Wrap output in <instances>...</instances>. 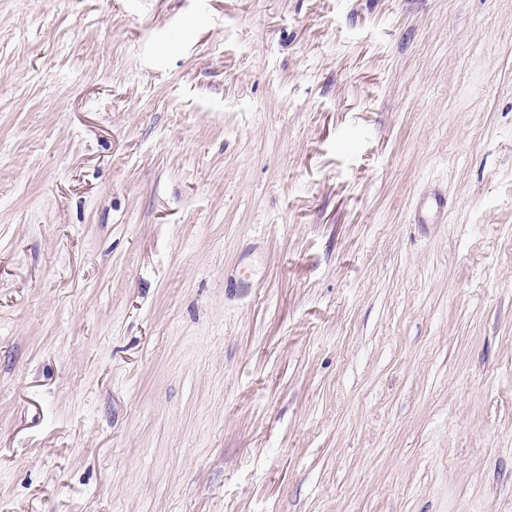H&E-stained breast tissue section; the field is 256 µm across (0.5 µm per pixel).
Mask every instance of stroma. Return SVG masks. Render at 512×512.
<instances>
[{"label":"stroma","mask_w":512,"mask_h":512,"mask_svg":"<svg viewBox=\"0 0 512 512\" xmlns=\"http://www.w3.org/2000/svg\"><path fill=\"white\" fill-rule=\"evenodd\" d=\"M0 512H512V0H0Z\"/></svg>","instance_id":"1"}]
</instances>
